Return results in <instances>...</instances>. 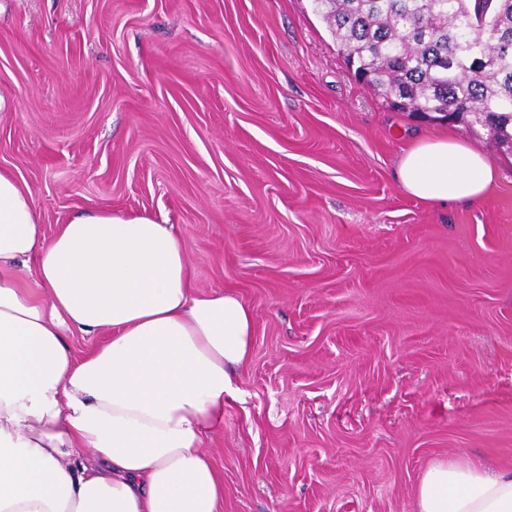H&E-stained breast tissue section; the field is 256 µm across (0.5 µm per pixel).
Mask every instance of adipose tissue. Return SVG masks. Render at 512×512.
<instances>
[{
    "instance_id": "ef3b65f1",
    "label": "adipose tissue",
    "mask_w": 512,
    "mask_h": 512,
    "mask_svg": "<svg viewBox=\"0 0 512 512\" xmlns=\"http://www.w3.org/2000/svg\"><path fill=\"white\" fill-rule=\"evenodd\" d=\"M397 178L433 205L492 198L497 164L448 133L402 149ZM103 342L80 355L69 338ZM251 307L196 291L173 225L80 214L45 233L0 170V512H222L204 448L250 359ZM418 512H512V470L436 461Z\"/></svg>"
}]
</instances>
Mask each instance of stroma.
<instances>
[{
	"label": "stroma",
	"mask_w": 512,
	"mask_h": 512,
	"mask_svg": "<svg viewBox=\"0 0 512 512\" xmlns=\"http://www.w3.org/2000/svg\"><path fill=\"white\" fill-rule=\"evenodd\" d=\"M436 132L498 164L494 198L401 189ZM0 170L48 232L166 219L196 289L251 306L205 443L224 512H416L432 462L512 468V155L359 82L312 0H0Z\"/></svg>",
	"instance_id": "obj_1"
}]
</instances>
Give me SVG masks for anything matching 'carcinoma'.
<instances>
[{
  "instance_id": "obj_1",
  "label": "carcinoma",
  "mask_w": 512,
  "mask_h": 512,
  "mask_svg": "<svg viewBox=\"0 0 512 512\" xmlns=\"http://www.w3.org/2000/svg\"><path fill=\"white\" fill-rule=\"evenodd\" d=\"M354 76L512 149V0H312Z\"/></svg>"
}]
</instances>
